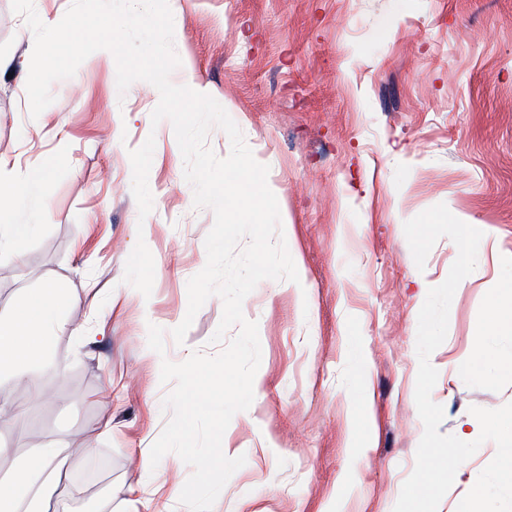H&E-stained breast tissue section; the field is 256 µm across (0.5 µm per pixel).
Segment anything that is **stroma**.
<instances>
[{"instance_id":"1","label":"stroma","mask_w":512,"mask_h":512,"mask_svg":"<svg viewBox=\"0 0 512 512\" xmlns=\"http://www.w3.org/2000/svg\"><path fill=\"white\" fill-rule=\"evenodd\" d=\"M168 3L181 60L171 81L205 86L268 166L300 277L261 281L243 302L262 357L253 403L222 440L246 463L213 512H393L424 431L418 314L458 255L440 238L417 269L403 224L436 204L483 233L430 357L439 431L475 440L471 407L512 402V327L488 329L512 280V0ZM25 27L0 0V159L18 173L53 168L47 212L17 210L35 230L0 253V312L48 283L70 303L55 362L37 372L57 395L30 406L24 426L1 424L0 438L21 453L51 440L71 447L68 494L101 512H145L157 498L188 512L179 495L191 467L173 453L152 471L140 460L168 419L174 385L161 383L162 361L219 353L222 301L205 302L183 345L166 340L159 354L147 336L184 319L213 214L194 206L171 123L151 122L157 89L137 81L119 94L113 56L90 55L31 117ZM150 136L154 208L142 220L129 152ZM140 239L155 261L147 298L122 281ZM495 453L485 442L459 467L438 512H456Z\"/></svg>"}]
</instances>
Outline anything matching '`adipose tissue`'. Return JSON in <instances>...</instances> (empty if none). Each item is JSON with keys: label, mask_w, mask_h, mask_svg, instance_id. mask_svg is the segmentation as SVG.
Masks as SVG:
<instances>
[{"label": "adipose tissue", "mask_w": 512, "mask_h": 512, "mask_svg": "<svg viewBox=\"0 0 512 512\" xmlns=\"http://www.w3.org/2000/svg\"><path fill=\"white\" fill-rule=\"evenodd\" d=\"M69 298L60 288L47 286L24 295L14 307L0 314V420L24 422L27 409L11 399L14 383H25L32 400L42 398V388L32 367L55 359L52 327ZM68 449L40 444L27 454L0 439V461L10 460L0 473V512H45V502L60 474Z\"/></svg>", "instance_id": "ef3b65f1"}]
</instances>
